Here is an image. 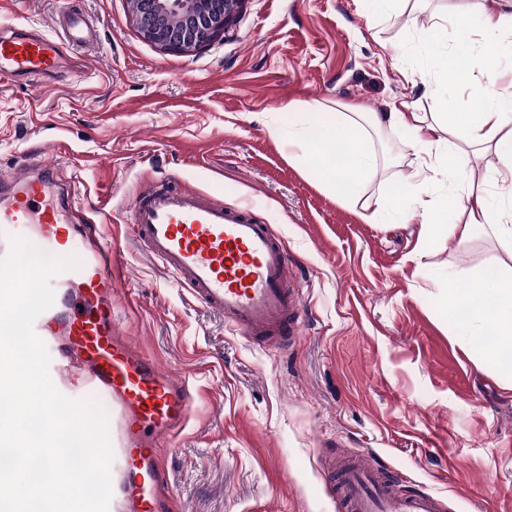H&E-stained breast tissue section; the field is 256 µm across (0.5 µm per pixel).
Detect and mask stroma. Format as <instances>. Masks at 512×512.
Returning a JSON list of instances; mask_svg holds the SVG:
<instances>
[{
	"instance_id": "obj_1",
	"label": "stroma",
	"mask_w": 512,
	"mask_h": 512,
	"mask_svg": "<svg viewBox=\"0 0 512 512\" xmlns=\"http://www.w3.org/2000/svg\"><path fill=\"white\" fill-rule=\"evenodd\" d=\"M472 0H243L223 36L190 52L140 35L129 0H0V29L51 30L66 5L96 32L77 72L48 90L0 84V174L31 155L58 163L128 278L113 293L121 332L169 371L193 375V404L162 458L170 512H336L325 459L367 452L405 490L450 512H512V372L480 358L481 337L448 320V283L512 255L475 231L462 248L420 239L421 224L369 223L292 153L286 107L366 112L478 111L483 66L442 80L427 34ZM376 172L360 201L376 210L425 154L400 127L373 138ZM176 183L247 205L271 225L301 280L303 323L264 348L178 287L126 239L141 189Z\"/></svg>"
}]
</instances>
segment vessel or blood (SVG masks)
<instances>
[{"instance_id": "obj_1", "label": "vessel or blood", "mask_w": 512, "mask_h": 512, "mask_svg": "<svg viewBox=\"0 0 512 512\" xmlns=\"http://www.w3.org/2000/svg\"><path fill=\"white\" fill-rule=\"evenodd\" d=\"M62 35L35 27L0 33V81H56L66 46L90 40L82 14L63 10ZM77 206L51 165L35 160L0 175V257L11 237L49 256H76L79 269L54 275L55 288L75 289L71 313L53 334L63 362L88 368L95 390L118 407V452L125 459L119 492L126 512H165L170 484L158 444L189 417L187 375H173L144 356L112 322V290L126 270L101 245L96 222L74 223ZM124 229L161 262L175 283L257 344L280 346L300 326V284L282 241L248 210L210 195L166 187L135 193ZM329 468L338 475L340 512H445L427 492L403 491L386 468L348 450Z\"/></svg>"}]
</instances>
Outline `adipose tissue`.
Wrapping results in <instances>:
<instances>
[{
	"label": "adipose tissue",
	"instance_id": "1",
	"mask_svg": "<svg viewBox=\"0 0 512 512\" xmlns=\"http://www.w3.org/2000/svg\"><path fill=\"white\" fill-rule=\"evenodd\" d=\"M472 9L480 14L479 27L466 19L459 22L453 46L433 60L434 68L455 83L470 73L475 61L485 59L488 44L512 52V14L482 10L479 0H474ZM304 121L319 133L328 151L327 157L314 159L322 185L351 205L357 204L364 182L378 165L373 133L408 125L425 151L439 152L448 189L439 198L423 196L421 188L428 176L424 167H417L408 183L389 192L387 204L374 213V220L403 223L419 215L423 237L447 240L455 249L468 243L473 230L484 228L512 254V90L488 92L479 111L470 113L463 125L451 112L406 116L352 110L328 113L322 122L309 112ZM474 147L496 155L498 165L489 179L501 183L499 194L489 197L465 188L457 159ZM444 305L449 319L472 333L489 329L492 339L482 347L484 358L500 363L512 356V271L485 265L469 287L449 288Z\"/></svg>",
	"mask_w": 512,
	"mask_h": 512
}]
</instances>
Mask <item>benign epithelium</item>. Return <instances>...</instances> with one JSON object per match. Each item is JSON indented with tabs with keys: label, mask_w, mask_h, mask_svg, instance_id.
<instances>
[{
	"label": "benign epithelium",
	"mask_w": 512,
	"mask_h": 512,
	"mask_svg": "<svg viewBox=\"0 0 512 512\" xmlns=\"http://www.w3.org/2000/svg\"><path fill=\"white\" fill-rule=\"evenodd\" d=\"M242 0H134L141 36L164 50L197 49L224 34Z\"/></svg>",
	"instance_id": "1"
}]
</instances>
